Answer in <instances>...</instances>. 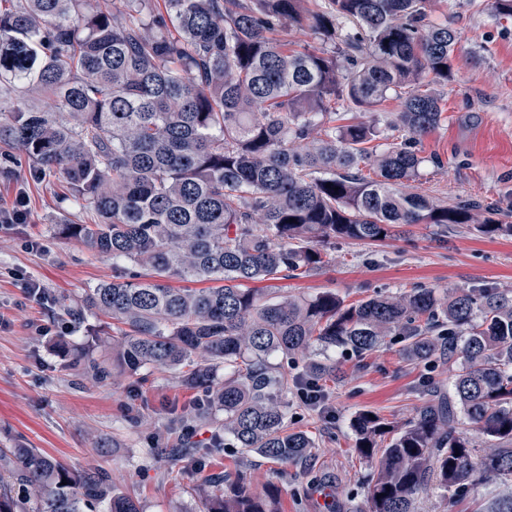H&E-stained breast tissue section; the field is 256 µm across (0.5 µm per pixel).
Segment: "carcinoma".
<instances>
[{
  "label": "carcinoma",
  "instance_id": "cac0c4a2",
  "mask_svg": "<svg viewBox=\"0 0 512 512\" xmlns=\"http://www.w3.org/2000/svg\"><path fill=\"white\" fill-rule=\"evenodd\" d=\"M120 2L129 22L118 27L95 0H0V99L33 91L54 105L0 106V144L35 174L60 175L97 215L61 231L116 263L84 298L112 319V366L178 372L224 413L237 447L298 464L315 442L287 431L288 392L322 397L342 374L314 351L362 363L398 341L407 360L457 371L448 397L430 395L404 423L356 413L370 467L360 512H415L430 490L463 501L512 489L511 288L416 285L347 303L333 291L263 302L246 287L324 268L338 238L371 245L414 224L512 238V212L496 202L410 191L425 162L417 140L442 121L434 85L448 82L458 44L455 29L429 22L436 0ZM302 24L317 45L274 37ZM391 91L402 110L386 125L407 138L379 150L373 111ZM275 355L306 360L290 376ZM210 484L206 512H276L272 493ZM101 509L139 512L105 470L0 448V512Z\"/></svg>",
  "mask_w": 512,
  "mask_h": 512
}]
</instances>
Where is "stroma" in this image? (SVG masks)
I'll return each mask as SVG.
<instances>
[{
    "instance_id": "1",
    "label": "stroma",
    "mask_w": 512,
    "mask_h": 512,
    "mask_svg": "<svg viewBox=\"0 0 512 512\" xmlns=\"http://www.w3.org/2000/svg\"><path fill=\"white\" fill-rule=\"evenodd\" d=\"M432 21L459 41L447 84L438 86L443 120L418 144L424 163L417 192L443 200L479 197L512 204V20L497 18L491 0H438ZM25 193L29 215L0 224V448L22 443L74 469L102 467L112 491L133 497L140 512H204L213 475L246 481L251 493L277 488L276 512H353L364 500L368 472L349 422L362 409L403 422L423 405L426 381L447 389L453 371L407 361L388 343L364 363L343 360L327 382L325 405L309 409L288 398L289 431L315 440L308 465L284 464L236 447L221 422L188 419L202 392L177 374L112 371L111 327L82 307L88 289L110 282L114 266L59 224H90L61 176H35L20 153L0 147V206ZM327 268L274 285L313 295L331 290L353 302L374 292L432 288H512V239H488L462 226L437 237L411 226L406 239L365 245L337 240ZM38 282L43 299L24 283ZM80 310L68 317L56 300ZM94 359L106 378L86 367Z\"/></svg>"
}]
</instances>
